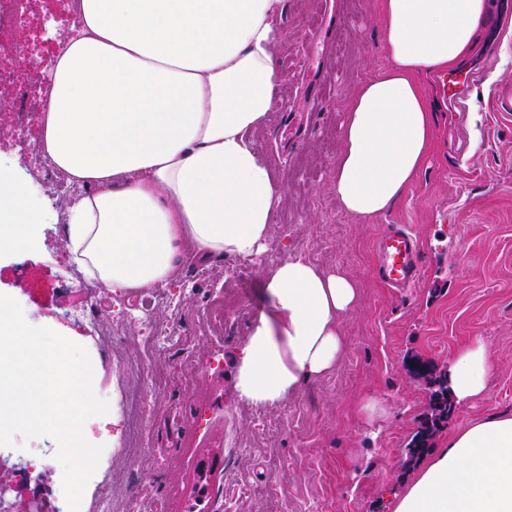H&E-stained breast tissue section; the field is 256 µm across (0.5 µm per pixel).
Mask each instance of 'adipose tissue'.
<instances>
[{
	"mask_svg": "<svg viewBox=\"0 0 512 512\" xmlns=\"http://www.w3.org/2000/svg\"><path fill=\"white\" fill-rule=\"evenodd\" d=\"M285 0H77L84 25L58 58L40 115L54 169L85 187L67 247L107 288L140 293L181 262L262 254L282 193L253 134L278 100L274 20ZM487 0H382L388 66L346 109L331 188L349 214L389 211L432 148L424 80L476 48ZM22 191L0 180V249L30 239ZM235 363L239 401L277 407L335 368L356 283L298 251L268 269ZM452 394L482 397V337L448 360ZM393 512H512V417L449 435Z\"/></svg>",
	"mask_w": 512,
	"mask_h": 512,
	"instance_id": "obj_1",
	"label": "adipose tissue"
}]
</instances>
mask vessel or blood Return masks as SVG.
<instances>
[{
    "label": "vessel or blood",
    "instance_id": "b4317fda",
    "mask_svg": "<svg viewBox=\"0 0 512 512\" xmlns=\"http://www.w3.org/2000/svg\"><path fill=\"white\" fill-rule=\"evenodd\" d=\"M377 276L393 288H410L421 279L420 246L405 224L385 226L374 242Z\"/></svg>",
    "mask_w": 512,
    "mask_h": 512
}]
</instances>
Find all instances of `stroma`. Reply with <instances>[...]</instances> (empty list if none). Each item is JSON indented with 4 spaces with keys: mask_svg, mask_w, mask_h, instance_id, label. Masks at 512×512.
Listing matches in <instances>:
<instances>
[{
    "mask_svg": "<svg viewBox=\"0 0 512 512\" xmlns=\"http://www.w3.org/2000/svg\"><path fill=\"white\" fill-rule=\"evenodd\" d=\"M25 21L0 11V27L15 32L28 56L0 50V93L18 105L45 96L70 30L68 0H29ZM275 53L283 73L279 101L254 135L282 191L265 253L208 263L186 259L166 288L173 305L157 318L173 324L177 342L155 368L166 386L148 391L149 451L127 459L122 419L125 366L139 355L129 323L142 294L87 281L67 247L65 208L49 168L34 166L41 138L37 114L17 123L0 112V173L24 193L36 216L30 243L0 251V294L15 298L26 321L84 347L93 389L108 414L85 425L88 442L110 451L106 475L138 512H189L200 474L209 478L203 512L225 481L241 492L226 512H392L417 474L408 444L431 416L428 384L417 366L435 371L470 336H483L492 375L483 397L454 404L448 433L494 416L512 417V112L500 103L512 92V18L498 40L480 38L466 58L479 67L460 107L430 94L433 147L413 185L370 221L345 212L331 181L342 148L345 110L358 88L384 70L380 0H286L276 24ZM389 224H405L422 243L424 277L397 292L375 273L373 242ZM298 249L316 265L358 285L357 309L341 323L345 353L335 371L275 410L243 406L234 390V357L261 302L265 270ZM97 317L104 336H91L72 309ZM44 437L15 439L35 483L54 487L60 465L40 456Z\"/></svg>",
    "mask_w": 512,
    "mask_h": 512,
    "instance_id": "35a3bbf8",
    "label": "stroma"
}]
</instances>
